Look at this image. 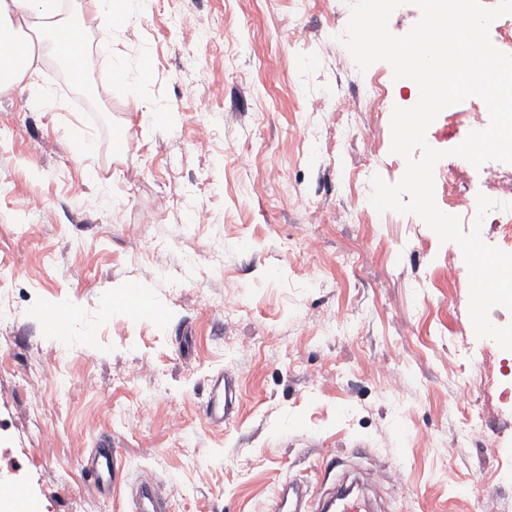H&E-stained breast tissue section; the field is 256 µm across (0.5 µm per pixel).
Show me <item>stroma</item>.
Instances as JSON below:
<instances>
[{"instance_id":"obj_1","label":"stroma","mask_w":512,"mask_h":512,"mask_svg":"<svg viewBox=\"0 0 512 512\" xmlns=\"http://www.w3.org/2000/svg\"><path fill=\"white\" fill-rule=\"evenodd\" d=\"M183 13L199 38L175 25ZM349 16L345 0H143L123 28L84 30L94 105L48 44L0 87V305L15 312L0 322V488L36 512H132L150 479L170 512H269L288 480L317 495L342 472L396 466L386 512H478L487 498L512 512V351L473 331L461 248L417 215L355 212L364 173L403 176L390 109L416 97L387 63L358 70L336 40ZM369 76L388 111H340ZM313 99L324 112L305 111ZM474 104L442 111L428 144H461L456 115ZM368 124L377 147L336 134ZM286 191L322 222L282 209ZM192 212L210 220L189 236ZM134 283L152 314L120 309ZM374 359L405 374L399 391ZM314 370L327 383L312 386ZM217 376L235 390L221 425L204 415ZM476 408L484 438L463 441ZM104 438L122 458L106 495L83 470Z\"/></svg>"}]
</instances>
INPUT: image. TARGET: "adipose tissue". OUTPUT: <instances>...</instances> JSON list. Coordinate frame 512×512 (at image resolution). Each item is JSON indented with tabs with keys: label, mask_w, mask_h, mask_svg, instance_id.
Masks as SVG:
<instances>
[{
	"label": "adipose tissue",
	"mask_w": 512,
	"mask_h": 512,
	"mask_svg": "<svg viewBox=\"0 0 512 512\" xmlns=\"http://www.w3.org/2000/svg\"><path fill=\"white\" fill-rule=\"evenodd\" d=\"M56 5L57 0H0V44L5 47L4 52L0 53V86L20 80L33 62L34 44H26L18 52L11 48L14 22L33 14L48 20L49 25L44 31V37L65 59L71 73L77 76L83 74V29L78 24L57 18Z\"/></svg>",
	"instance_id": "adipose-tissue-1"
}]
</instances>
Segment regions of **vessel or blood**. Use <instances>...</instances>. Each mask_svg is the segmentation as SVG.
Returning a JSON list of instances; mask_svg holds the SVG:
<instances>
[{"label":"vessel or blood","mask_w":512,"mask_h":512,"mask_svg":"<svg viewBox=\"0 0 512 512\" xmlns=\"http://www.w3.org/2000/svg\"><path fill=\"white\" fill-rule=\"evenodd\" d=\"M212 402L208 418L223 423L232 401V389L223 378L213 381ZM120 459L114 448L93 449L85 461V471L98 491H106L112 484V475L119 469ZM133 512H167V499L161 487L146 480L133 494ZM270 512H369L368 503L352 496L349 487L339 485L327 498L314 499L304 482L292 480L275 495Z\"/></svg>","instance_id":"vessel-or-blood-1"}]
</instances>
